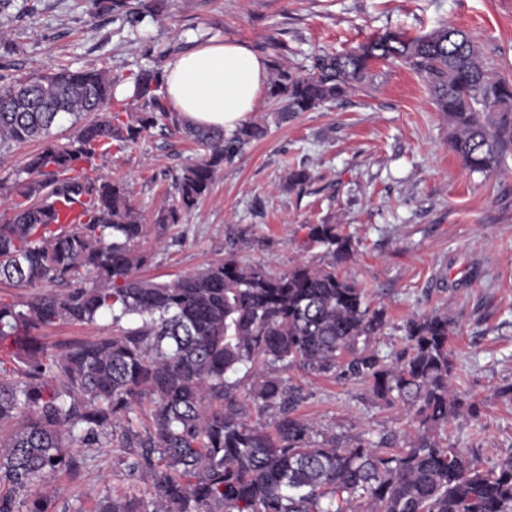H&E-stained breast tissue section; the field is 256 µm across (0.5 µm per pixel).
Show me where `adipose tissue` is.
<instances>
[{
  "instance_id": "adipose-tissue-1",
  "label": "adipose tissue",
  "mask_w": 512,
  "mask_h": 512,
  "mask_svg": "<svg viewBox=\"0 0 512 512\" xmlns=\"http://www.w3.org/2000/svg\"><path fill=\"white\" fill-rule=\"evenodd\" d=\"M172 112L232 133L255 112L269 83L265 58L236 41H208L163 70Z\"/></svg>"
}]
</instances>
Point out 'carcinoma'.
<instances>
[{
	"label": "carcinoma",
	"instance_id": "carcinoma-1",
	"mask_svg": "<svg viewBox=\"0 0 512 512\" xmlns=\"http://www.w3.org/2000/svg\"><path fill=\"white\" fill-rule=\"evenodd\" d=\"M98 12L126 0H92ZM323 54L296 75L277 64L267 95L280 118L351 95L372 60L398 62L427 82L452 133L451 149L473 171L512 153V84L492 77L464 31L386 37ZM126 81L103 68H61L0 86V156L42 146L0 177L9 216L0 215V512H57L31 493L41 480L77 474L104 448L149 482L150 497L105 496L96 512H512V455L484 470L464 448L443 443L449 420L477 416L452 384L453 324L445 313L406 319L394 358L376 339L383 308L366 303L336 262L352 241L335 224L308 226L307 246L332 258L272 273L230 253L168 282L138 276L162 240L210 191L215 174L267 128L200 127L170 111L159 69L132 77L129 101L112 110ZM68 118L72 133L52 128ZM161 125L190 137L202 154L174 176L176 200L152 223L127 184L96 159L126 150ZM112 318V334L47 346L40 332ZM292 368L339 373L416 424L396 447L328 434L297 414L303 389Z\"/></svg>",
	"mask_w": 512,
	"mask_h": 512
}]
</instances>
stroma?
I'll list each match as a JSON object with an SVG mask.
<instances>
[{"mask_svg": "<svg viewBox=\"0 0 512 512\" xmlns=\"http://www.w3.org/2000/svg\"><path fill=\"white\" fill-rule=\"evenodd\" d=\"M130 0L143 17L98 14L90 0H17L0 30V77L11 81L69 67H104L128 75L174 60L211 39L247 43L267 61L295 72L318 54L342 53L372 38L429 34L445 24L469 33L483 64L512 82V0ZM283 48L274 52L271 40ZM253 120L267 136L218 171L199 209L166 235L144 277L160 282L194 273L231 251L246 263L288 271L297 262L326 265L324 248L307 247V227L334 224L353 241L338 272L384 308L382 352L405 346L407 317L438 311L454 324L456 389L480 405L478 418L448 424L456 447L482 468L512 455V155L488 173L466 169L448 144V123L423 77L382 60L369 63L361 88L343 101L279 121L269 98ZM182 134L155 127L133 148L98 158L100 172L127 182L136 207L152 217L172 202V178L193 155ZM312 178L288 186V174ZM289 377L306 395L299 415L339 435L368 431L407 441L413 424L339 376L297 369ZM38 491L66 512H93L104 495H144L145 486L101 455L81 479L59 474Z\"/></svg>", "mask_w": 512, "mask_h": 512, "instance_id": "1", "label": "stroma"}]
</instances>
